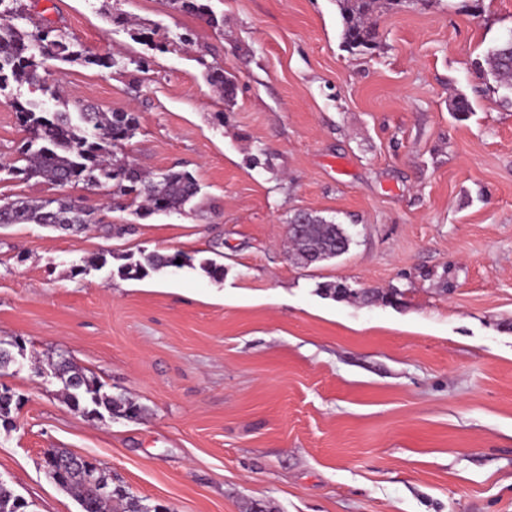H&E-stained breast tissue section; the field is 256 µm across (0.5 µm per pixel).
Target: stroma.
<instances>
[{
	"label": "stroma",
	"instance_id": "35a3bbf8",
	"mask_svg": "<svg viewBox=\"0 0 512 512\" xmlns=\"http://www.w3.org/2000/svg\"><path fill=\"white\" fill-rule=\"evenodd\" d=\"M22 5V28L118 61H48L69 102L135 113L130 160L190 171L199 192L142 218L102 188L10 175L30 92H0V199L69 197L134 227L0 228V341L23 349L0 370L21 398L0 482L31 512H80L42 467L66 448L164 512H512V107L472 69L512 0L477 18L448 0L390 11L364 54L343 46L336 0H209L215 28L169 0ZM208 63L236 79L232 104ZM300 211L342 224L348 252L296 259ZM144 251L195 264L119 275ZM335 282L355 297L326 295ZM62 360L140 416L73 411L38 373Z\"/></svg>",
	"mask_w": 512,
	"mask_h": 512
}]
</instances>
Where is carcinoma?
<instances>
[{
  "mask_svg": "<svg viewBox=\"0 0 512 512\" xmlns=\"http://www.w3.org/2000/svg\"><path fill=\"white\" fill-rule=\"evenodd\" d=\"M21 0H0V91L10 84L26 85L32 91L50 95L62 109L44 110L38 102L15 101L19 120L27 133L17 148L16 161L8 171L26 178H37L50 185L82 183L89 188H112L114 197L142 200L146 211L180 212L198 194L195 177L186 171H167L157 176L142 172L126 154L118 150L135 135L138 118L131 112H92L70 103L52 83L43 68L44 61L81 60L87 64L111 68L105 61L83 49L66 32L51 26L24 30L16 23L23 18ZM427 0H336L341 23V38L352 52H368L379 45L378 18L397 6ZM484 0H457L452 5L458 13L478 17ZM476 73L488 89L501 94V101L512 106V40L504 38L490 48ZM210 84L219 88L224 99L237 94L236 81L224 69L208 67ZM98 223L93 212L70 198L16 200L0 204V224H42L61 230H83ZM296 254L305 264L321 263L344 254L343 245L350 242L346 229L332 220L308 215L301 235L290 236ZM186 264L191 258L177 252L172 255L152 252L141 254L121 266L119 272L128 279H140L151 271ZM62 383V392L76 412L85 417L102 418L104 414L134 416L139 407L128 398L115 397L102 391V385L90 381L85 373L63 361L53 365ZM68 453L53 448L46 453L45 467L51 479L62 478L59 487L81 501L83 512H112V500L99 494L77 471L59 472L60 461ZM0 512H27V503L0 484Z\"/></svg>",
  "mask_w": 512,
  "mask_h": 512,
  "instance_id": "carcinoma-1",
  "label": "carcinoma"
}]
</instances>
